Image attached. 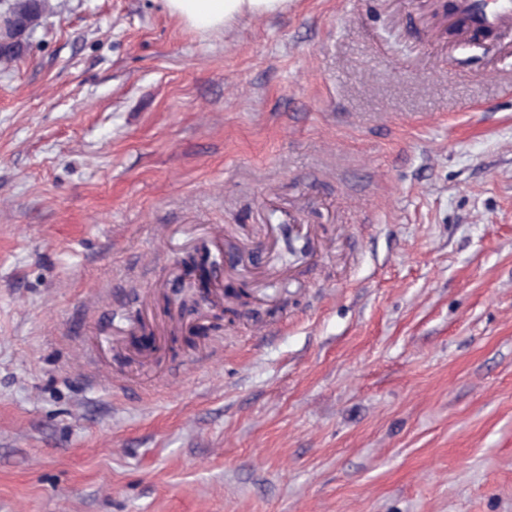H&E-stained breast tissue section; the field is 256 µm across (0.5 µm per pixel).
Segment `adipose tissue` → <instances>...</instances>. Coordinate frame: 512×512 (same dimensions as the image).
I'll use <instances>...</instances> for the list:
<instances>
[{
  "label": "adipose tissue",
  "mask_w": 512,
  "mask_h": 512,
  "mask_svg": "<svg viewBox=\"0 0 512 512\" xmlns=\"http://www.w3.org/2000/svg\"><path fill=\"white\" fill-rule=\"evenodd\" d=\"M169 14L200 32L230 28L237 21L268 17L283 10L287 0H165Z\"/></svg>",
  "instance_id": "obj_1"
}]
</instances>
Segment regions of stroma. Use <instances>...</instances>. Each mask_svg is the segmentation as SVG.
I'll use <instances>...</instances> for the list:
<instances>
[{
    "label": "stroma",
    "mask_w": 512,
    "mask_h": 512,
    "mask_svg": "<svg viewBox=\"0 0 512 512\" xmlns=\"http://www.w3.org/2000/svg\"><path fill=\"white\" fill-rule=\"evenodd\" d=\"M58 2L0 74V512H512V26ZM203 245L253 300L188 349ZM288 0H165L169 14L200 32L226 31L251 17H268L283 10Z\"/></svg>",
    "instance_id": "1"
}]
</instances>
